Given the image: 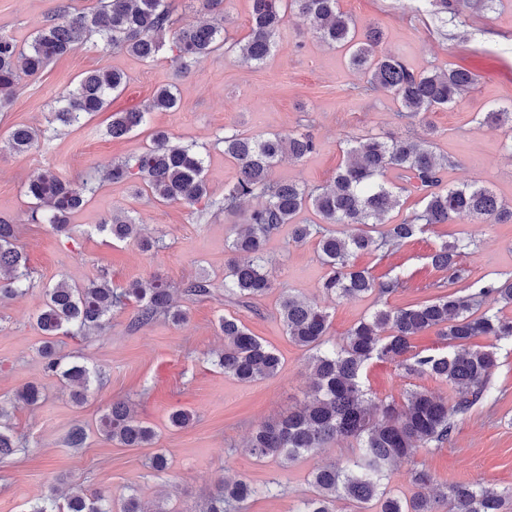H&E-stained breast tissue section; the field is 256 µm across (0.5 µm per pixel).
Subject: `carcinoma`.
I'll list each match as a JSON object with an SVG mask.
<instances>
[{
    "mask_svg": "<svg viewBox=\"0 0 512 512\" xmlns=\"http://www.w3.org/2000/svg\"><path fill=\"white\" fill-rule=\"evenodd\" d=\"M495 0H433L434 16L440 22L459 18L471 7L491 8ZM196 7L217 14L219 22L196 26L181 24V11ZM303 18L321 41L341 48L349 64L366 77L368 88L383 89L400 105V116L410 121L425 112L446 108L474 86L476 76L457 67L444 71L414 73L398 57L378 52L382 30L373 25L356 31L353 19L338 8V0H252L247 35L235 41L242 58L264 63L273 53L275 37L287 22L288 13ZM224 0H97L95 6L78 11L60 0L49 23L26 46L0 33V110L14 95L21 75L33 76L54 58L75 50L92 36L100 48L118 49L144 61L154 59L164 48L172 52L177 73L185 75L197 62L223 48L229 41L224 26ZM126 87V77L109 69L86 72L73 88L58 93V106L51 112L52 132L82 125L105 110L112 96ZM179 89L168 84L156 91L149 107L112 113L107 133L121 138L148 124L153 112L178 109ZM481 122L512 131V110L483 113ZM51 136L25 124L13 126L7 145L14 153H25L39 140ZM224 155L233 160L237 177L224 187V198L214 199L204 179V157L195 143H175L164 131L154 132L150 145L132 159L112 163L105 179L132 181L134 193L148 194L163 202H180L191 208L203 202L209 209L226 214L243 211L244 201L260 197L264 202L247 212L243 229L228 243V251L243 259H231L224 274V294L238 300H255L274 287L275 276L262 260L266 240L283 224L292 226L296 243L316 240L328 273L321 292L327 296L357 298L374 294L383 307L353 325L341 341L329 336L330 315L320 305L293 294H285L279 315L288 338L309 352L315 381L304 405L281 419L258 426L248 441L249 452L258 459L276 458L281 464L311 454L331 441L353 440L358 453L347 461L317 467L312 472L313 494L299 512H336V501L344 499L365 508L374 502L378 512H505L512 503V487L455 483L439 486L424 470L415 469L411 481L416 492L407 501L388 495L383 485L385 470L411 457L418 448H442L456 428V418L466 415L491 393V375L497 367L496 346H478L473 339L486 336L512 341V316L502 311L477 313L487 297L512 307V277L496 279L481 288L466 284L468 274L458 262L472 241L445 240L431 254L432 266L446 276L428 284L439 290L437 297L391 306L386 298L402 292L408 280L401 274L374 276L358 267L354 259L363 253H387L422 233L427 227L455 220L479 219L487 224H512V206L479 185L442 186L448 159L433 150L424 136L385 140L376 136L347 140L344 160L331 184L309 190L297 183L276 180L272 169L285 155L300 160L311 154L316 143L302 131L288 134L248 136L224 135ZM397 173L412 190L422 195V208L396 224L384 217L400 205L399 186L387 179ZM96 191L90 179L79 183L59 178L45 170L26 184L33 201L30 220L48 224L58 234L70 231L74 214ZM320 217L319 224H299L296 217L306 209ZM342 224L346 231L331 226ZM100 229L115 241H134L144 251L160 246L163 239L142 234V225L127 211H114ZM17 226L0 220V298L22 297L32 286L31 272L23 249L16 244ZM188 298L211 294L210 280L196 278L186 284ZM133 300L137 309L132 326H142L158 316L181 324L187 310L178 305L172 289L153 277L136 282L122 292L112 289L102 277L83 287L60 282L44 290V306L38 326L47 336H88L103 331L109 314ZM224 350L214 365L241 382L272 378L280 370L277 352L253 335L237 318L222 316ZM435 329L448 352H412V337ZM46 374L71 388L77 402L94 382L96 370L58 355L51 341L40 348ZM396 363L408 375H429L452 387L451 398L423 390L409 392L399 403L375 401L364 384L372 360ZM28 405L44 398L43 387L28 384L16 394ZM0 409V459L25 450ZM101 430L111 441L128 448L153 443L154 430L141 421L125 400H115L101 418ZM279 483L259 489L238 479L222 481L206 503L204 512H243L245 503L260 492L278 493ZM29 512H113L112 496L99 490L88 492L81 483L59 499L56 488L31 506Z\"/></svg>",
    "mask_w": 512,
    "mask_h": 512,
    "instance_id": "cac0c4a2",
    "label": "carcinoma"
}]
</instances>
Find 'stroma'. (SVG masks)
<instances>
[{"label":"stroma","mask_w":512,"mask_h":512,"mask_svg":"<svg viewBox=\"0 0 512 512\" xmlns=\"http://www.w3.org/2000/svg\"><path fill=\"white\" fill-rule=\"evenodd\" d=\"M57 3L0 0V31L18 42H30ZM339 5L357 28L381 26V52L397 54L412 71L459 66L476 74L470 92L427 115L436 130L435 150L448 158L442 179L448 186L485 185L512 204V132L479 122L480 113L512 105V0H500L492 10L465 11L461 22L445 26L432 15L428 0H339ZM99 68L117 69L129 77L108 111L58 132L29 152L0 151V219L18 225L33 283L25 296L0 300V407L27 441L24 452L0 460V512H28L59 479L79 481L91 491H109L116 502L133 491L148 508L163 498L172 512H200L223 478L259 486L280 483L278 496H257L246 512H296L300 501L312 494L313 469L352 456L356 444L333 442L285 466L250 454L247 443L253 430L302 404L312 382L306 352L288 339L279 319V300L287 291L317 301L329 312V334L336 339L377 309L375 296L346 300L321 295L319 284L328 269L315 241L292 242L291 228L284 225L264 251L276 276L274 288L248 303L228 298L225 243L238 228L235 217L212 209L199 218L181 203H157L145 195L134 196L127 183L105 182L74 215L66 238L50 225L30 222L31 201L24 184L45 169L70 181L90 172L101 174L113 162L143 151L153 128L160 127L176 140L206 144L204 175L215 198L223 197L225 186L236 177L234 164L224 156L225 133L310 132L315 151L301 161L283 158L273 175L320 188L335 176L345 139L406 134L399 106L390 93L366 89L365 77L349 66L341 51L292 16L280 29L266 63L249 66L236 54L218 52L181 78L167 55L146 62L119 50L83 45L54 59L39 74L23 78L10 106L0 111V134L17 123L46 128L57 93ZM173 82L181 97L176 111L152 113L150 125L125 137L107 135L113 113L148 105L158 88ZM115 210L135 215L145 232L164 235L165 248L144 252L101 232L100 224ZM461 237L473 240L461 258L470 284L478 288L512 276V224L469 220L434 225L386 257L364 254L357 262L378 277L409 276V289L390 296L389 304L430 299L436 291L429 283L438 277L430 256L442 241ZM153 274L177 292L196 276L207 275L212 294L188 301V320L180 325L160 318L133 328L135 307L130 304L112 313L102 333L87 339L56 337L59 354L78 357L100 375L85 400L75 402L69 390L43 372L38 348L44 336L37 326L43 288L61 281L81 286L104 275L120 290ZM228 314L278 351L283 366L276 377L245 384L213 365L215 353L224 347L218 320ZM496 347L494 401L476 405L459 420L450 444L418 449L411 463L396 466L386 481L391 496L411 497L413 467L426 470L437 484L512 487V345ZM31 382L45 388L47 399L41 406L15 399ZM366 385L375 397L399 402L414 389L452 394L447 383L403 375L388 361L370 363ZM118 398L132 403L137 416L153 427L151 447L125 448L99 434L104 410ZM176 409L192 413L189 427H170L168 416ZM77 423L86 428L88 439L85 447L75 450L65 438ZM157 452L168 459L167 471L159 475L148 466Z\"/></svg>","instance_id":"obj_1"}]
</instances>
